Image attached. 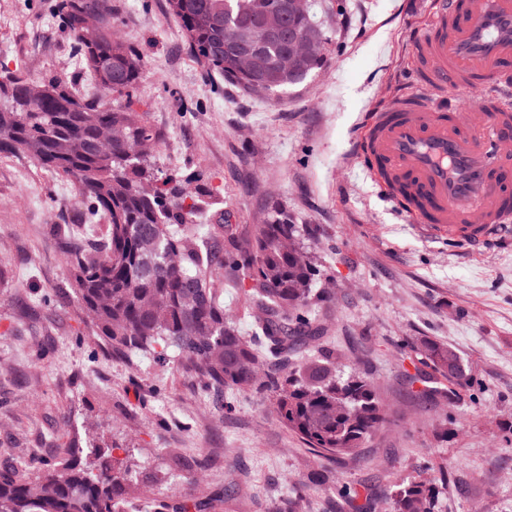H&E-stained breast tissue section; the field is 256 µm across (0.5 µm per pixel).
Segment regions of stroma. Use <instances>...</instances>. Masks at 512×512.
<instances>
[{
  "mask_svg": "<svg viewBox=\"0 0 512 512\" xmlns=\"http://www.w3.org/2000/svg\"><path fill=\"white\" fill-rule=\"evenodd\" d=\"M111 2L115 35L145 62L156 165L204 172L240 244L272 207L288 211L324 271L320 318L338 365L371 374L386 421L358 460L332 463L263 394L208 398L180 360L114 355L75 300L53 233L79 226L77 193L17 156L0 158V448L52 458L97 424L106 443L133 449L138 480L169 512H275L321 471L330 480L307 512H341L338 488L382 500L427 462L451 474L439 512H512V244L474 253L424 236L356 155L365 114L406 86L430 0H314L326 62L268 97L207 80L166 0ZM51 5L0 0V65L81 81ZM422 336L452 344L470 369L454 402L408 385Z\"/></svg>",
  "mask_w": 512,
  "mask_h": 512,
  "instance_id": "stroma-1",
  "label": "stroma"
}]
</instances>
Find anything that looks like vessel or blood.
Masks as SVG:
<instances>
[{"label":"vessel or blood","instance_id":"b4317fda","mask_svg":"<svg viewBox=\"0 0 512 512\" xmlns=\"http://www.w3.org/2000/svg\"><path fill=\"white\" fill-rule=\"evenodd\" d=\"M412 51V90L360 139L369 172L424 235L475 252L511 241L512 0H432ZM474 75L485 93L461 125L448 102Z\"/></svg>","mask_w":512,"mask_h":512}]
</instances>
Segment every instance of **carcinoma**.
Masks as SVG:
<instances>
[{
  "mask_svg": "<svg viewBox=\"0 0 512 512\" xmlns=\"http://www.w3.org/2000/svg\"><path fill=\"white\" fill-rule=\"evenodd\" d=\"M279 0H166L183 26L190 54L209 78H222L253 95L302 83L283 77L270 89L237 70L224 44L240 39L246 26ZM86 10L101 19L94 33L78 26ZM53 13L66 30L82 71L94 81L82 90L65 76L37 77L46 97L30 104L22 88L32 79L22 70L0 71V157L23 154L44 171L71 181L87 205L89 219L107 221L105 236L68 252L69 280L95 335L126 358L164 362L168 351L187 361L206 393L266 392L272 412L320 457L354 459L382 425L383 407L374 381L360 370L340 373L336 351L325 346L317 307L327 295L314 291L321 271L299 239L288 212L275 207L241 248L224 209H216L209 180L200 171L164 173L154 162L159 142L137 89L145 62L135 47L112 37L108 0H58ZM288 52V36L271 42L266 63ZM106 125L112 145L96 148L95 132ZM212 243L198 236L202 215ZM241 290L242 309L260 314L252 335L242 334L224 311V289ZM316 343L317 356L297 359ZM422 364L458 385L470 380L468 366L450 343L424 336L413 345ZM418 394L452 400L453 391L426 385L417 373ZM115 447L96 436L81 448H62L56 461L39 459L23 470L0 468V512H124L139 498L132 454L119 459ZM427 476H400L389 512H435L448 489V469ZM319 481L298 483L288 497L295 512Z\"/></svg>",
  "mask_w": 512,
  "mask_h": 512,
  "instance_id": "cac0c4a2",
  "label": "carcinoma"
}]
</instances>
